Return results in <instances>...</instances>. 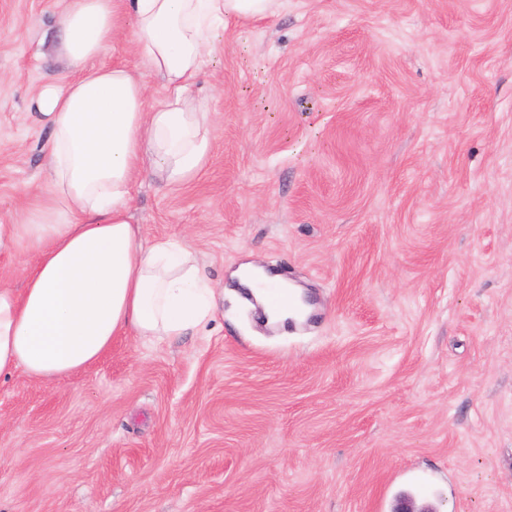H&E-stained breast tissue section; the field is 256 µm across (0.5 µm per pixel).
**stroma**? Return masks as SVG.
<instances>
[{
  "label": "stroma",
  "instance_id": "obj_1",
  "mask_svg": "<svg viewBox=\"0 0 512 512\" xmlns=\"http://www.w3.org/2000/svg\"><path fill=\"white\" fill-rule=\"evenodd\" d=\"M66 0H0V224L48 176L29 109ZM195 93L207 168L134 187L215 316L0 379V512H512V0H282ZM313 298L266 322L236 276ZM236 275L240 278L241 282L249 288H253L257 294L262 296L266 304V313L269 314L270 322L283 321L284 318H274L269 313V295L263 291H259L256 288L258 283H265L276 288H295L279 277L276 273L264 269L259 265H247L240 268Z\"/></svg>",
  "mask_w": 512,
  "mask_h": 512
}]
</instances>
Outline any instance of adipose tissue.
I'll use <instances>...</instances> for the list:
<instances>
[{
  "mask_svg": "<svg viewBox=\"0 0 512 512\" xmlns=\"http://www.w3.org/2000/svg\"><path fill=\"white\" fill-rule=\"evenodd\" d=\"M279 0H67L58 53L73 80L33 104L51 129L48 190L0 245L33 252L18 288L0 285V376L61 380L96 362L114 336L177 337L207 324L214 290L191 249L144 246L132 187L150 171L193 180L211 152L210 114L192 90L227 19L274 14ZM139 65L93 67L120 17ZM163 101L144 106L146 78Z\"/></svg>",
  "mask_w": 512,
  "mask_h": 512,
  "instance_id": "adipose-tissue-1",
  "label": "adipose tissue"
}]
</instances>
